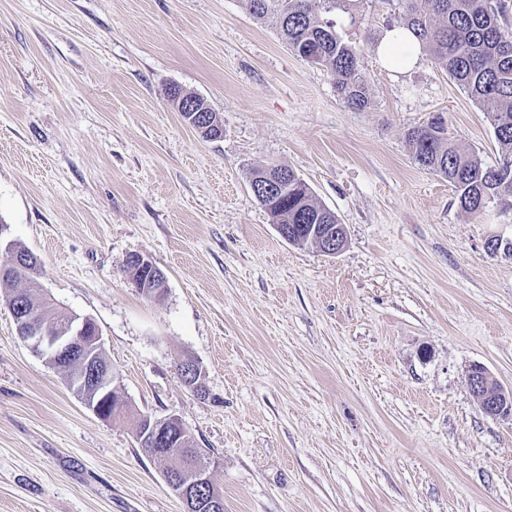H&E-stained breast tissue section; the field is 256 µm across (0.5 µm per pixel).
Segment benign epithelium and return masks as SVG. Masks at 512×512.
Masks as SVG:
<instances>
[{
  "label": "benign epithelium",
  "instance_id": "1",
  "mask_svg": "<svg viewBox=\"0 0 512 512\" xmlns=\"http://www.w3.org/2000/svg\"><path fill=\"white\" fill-rule=\"evenodd\" d=\"M291 182L297 184L300 178L294 171H280L251 180L250 188L254 196L265 201L268 206H273L279 188L282 184ZM307 229V235L316 241L320 251L328 256L338 254L347 242V230L345 225L336 224H306L296 228L292 224H277L275 229L281 238L289 243L299 241L300 229ZM8 225H0V244H5L8 254L7 260L0 264V275L23 270L31 275L38 274V260L35 256H18L11 243L4 242V234ZM139 265L152 270L155 276L157 291L165 289L166 279L164 273L151 261L132 255L127 259L126 266ZM43 302L57 309L63 317L58 327H46L32 322L24 312H19L14 317L18 335L23 341L40 355L46 357L48 362L54 364L67 358L79 357L84 362V376L80 384L83 393L81 398L90 410L100 419H107V406L114 394L112 388V370L109 366L99 363L90 352L96 353L104 350V341L100 330L94 321L78 314L63 305L57 303L45 290L40 289ZM488 372L476 375L472 370L468 374L470 390L479 405L487 411L506 419L512 417V390L500 389L491 395L483 392V377ZM180 376L183 384L193 390L201 379V370L192 360L181 364ZM145 427L150 451L157 457H163L170 452V446L178 441L175 429L180 427L181 421L175 416L156 418L146 416L142 418ZM167 485L175 492L184 504V512H192L194 509L205 508L214 510L219 507L215 499L204 495L213 484L212 473L209 469L199 467L187 462L183 467L164 474Z\"/></svg>",
  "mask_w": 512,
  "mask_h": 512
}]
</instances>
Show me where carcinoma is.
Masks as SVG:
<instances>
[{
    "mask_svg": "<svg viewBox=\"0 0 512 512\" xmlns=\"http://www.w3.org/2000/svg\"><path fill=\"white\" fill-rule=\"evenodd\" d=\"M284 0H243L246 11L257 21L277 20L279 34L288 49L306 60L319 57L318 65L336 75V85L346 103L362 110L369 105L366 81L360 69V51L344 41L334 22L324 14L339 9L348 12L350 0H289L294 8L283 11ZM403 11V28L420 41L450 78L475 102L486 107L503 164L491 170L473 154L460 151L448 137L443 120L417 126L408 133L414 161L423 169L455 187L460 206L478 214L494 199L512 196V31L503 24L507 4L492 0H397ZM181 116H187L184 101L195 108L207 106L204 99L170 93ZM277 216L284 224H319L323 206L310 188L288 187L278 198ZM9 307L18 301L37 321L59 319L58 311L43 305L38 289L24 273L0 278Z\"/></svg>",
    "mask_w": 512,
    "mask_h": 512,
    "instance_id": "obj_1",
    "label": "carcinoma"
}]
</instances>
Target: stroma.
I'll return each mask as SVG.
<instances>
[{
    "label": "stroma",
    "instance_id": "1",
    "mask_svg": "<svg viewBox=\"0 0 512 512\" xmlns=\"http://www.w3.org/2000/svg\"><path fill=\"white\" fill-rule=\"evenodd\" d=\"M370 105L241 0H0V219L54 298L99 327L122 413L97 418L18 336L0 293V512H183L141 416H176L224 512H512V420L467 376L512 389V198L464 211L410 129L443 117L496 164L485 108L430 54L375 46L402 15H332ZM203 98V137L167 97ZM295 170L345 224L337 255L280 238L250 168ZM166 275L148 297L130 254ZM194 360L205 396L182 383ZM479 371L470 370L468 374V383L474 398L487 411L496 415L504 417V419H511L512 411L510 406V399L512 398V390H505L500 386V391L496 395L484 393L483 380L484 376H490L487 371L480 372V376H476ZM490 379L493 380L490 376Z\"/></svg>",
    "mask_w": 512,
    "mask_h": 512
}]
</instances>
